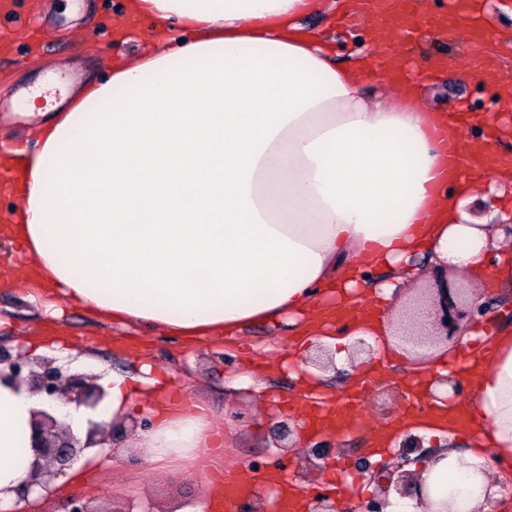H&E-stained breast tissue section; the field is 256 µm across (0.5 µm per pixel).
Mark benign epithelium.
<instances>
[{"label":"benign epithelium","instance_id":"1","mask_svg":"<svg viewBox=\"0 0 512 512\" xmlns=\"http://www.w3.org/2000/svg\"><path fill=\"white\" fill-rule=\"evenodd\" d=\"M491 307L479 308L469 302L462 290L448 282V274L434 275L422 296L408 306L403 320L422 322L415 331L401 326L395 331V339L406 346L414 358L421 359L433 347L451 342L462 343L468 326L490 311ZM333 363V356L326 345L314 344L313 355L304 360L305 368L323 370ZM10 380L16 387L25 388L32 395H45L64 404L94 410L104 400L106 392L97 383V377L71 372L49 359L32 358L14 353L0 344V380ZM107 432L114 436L112 424L88 421L85 441L72 432L69 425L56 416L40 410L35 413L33 451L36 455L35 472L30 476L26 489L18 494L23 500L32 488L49 489L51 480L64 476L74 459L85 450L100 443L99 435ZM404 450L394 457L388 476L402 496L420 498L422 488L407 466L416 462L410 454L423 447V438L409 435L402 443ZM388 498L369 497L358 502L349 512H387Z\"/></svg>","mask_w":512,"mask_h":512}]
</instances>
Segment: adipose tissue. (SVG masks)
<instances>
[{"instance_id":"adipose-tissue-1","label":"adipose tissue","mask_w":512,"mask_h":512,"mask_svg":"<svg viewBox=\"0 0 512 512\" xmlns=\"http://www.w3.org/2000/svg\"><path fill=\"white\" fill-rule=\"evenodd\" d=\"M365 16L364 0H124L127 19H150L149 46L76 91L46 77L22 90L33 148L0 149L14 206L0 218L19 243L15 286L56 289L101 321L192 341L234 336L278 318L316 333L327 326L324 289L350 311L354 335L390 359L400 289L429 264L470 283L512 286V157L489 176L498 186L491 222L465 207L484 181L448 165V143L466 141L456 103L432 110L419 81L367 87L375 65L402 69L368 26L366 52L337 61L332 38L305 18ZM466 392L426 384L419 401L448 399L472 430L462 451L412 467L421 504L400 512H500L512 500V329L469 355ZM96 421L135 424L133 454L165 475L208 461L224 472V418L167 380L113 374ZM63 416L84 437L87 415L0 383V502L29 479L34 412ZM438 439L453 425L428 415L384 425L383 451L404 431ZM207 481L196 512H214L223 487Z\"/></svg>"}]
</instances>
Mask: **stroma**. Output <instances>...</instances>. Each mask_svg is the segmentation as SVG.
Returning <instances> with one entry per match:
<instances>
[{
    "instance_id": "stroma-1",
    "label": "stroma",
    "mask_w": 512,
    "mask_h": 512,
    "mask_svg": "<svg viewBox=\"0 0 512 512\" xmlns=\"http://www.w3.org/2000/svg\"><path fill=\"white\" fill-rule=\"evenodd\" d=\"M121 0H13L10 11L0 14V37L12 42L9 53H0V95H9L51 71L68 72L73 79L88 73H105L113 59L134 53L131 45L113 43L109 34L95 24L96 11L105 2ZM75 3L85 10L79 25H71L65 10ZM477 23L503 33L492 43L493 54L512 73V0H480ZM415 60L432 53L446 56L447 66L440 78L425 83L422 102L439 108L448 100L458 101L472 112L495 113L494 80L463 77L465 67L475 60L467 42L438 43L420 38L411 47ZM40 345V357L70 364L73 370L99 378L118 371L141 375L151 365L152 375L169 377L174 386L196 390L225 415L229 436L226 455L245 465L272 467L273 446L279 402L301 392L294 378L289 355L299 339L284 326L271 323L251 327L237 336L184 341L158 334H131L112 327L82 309L56 298L31 297L26 288H0V343L27 352L28 340ZM232 364H225V355ZM427 372L404 355L388 364L385 372H371L368 384L355 407V425L338 436L331 460L310 457L309 449L319 441L317 432L303 424L304 412H295L298 424L290 443H301L297 462L284 463L285 474H298L306 498L322 494L327 506L349 512L357 497L380 488L379 482L359 479L357 466L371 462L369 437L379 425L402 414L399 390L410 382L428 380ZM242 420H234V413ZM73 476L54 481L47 506L50 512H67L71 496L90 491L102 512H124L136 504L139 512H189L203 495L207 467L182 477H165L135 457L112 454L82 455L73 465Z\"/></svg>"
}]
</instances>
